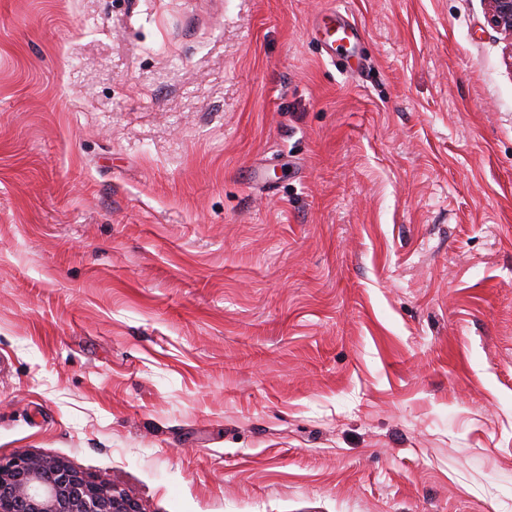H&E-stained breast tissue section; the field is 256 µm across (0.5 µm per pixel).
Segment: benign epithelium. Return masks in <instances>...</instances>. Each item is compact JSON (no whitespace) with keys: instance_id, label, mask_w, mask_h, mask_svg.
I'll return each mask as SVG.
<instances>
[{"instance_id":"7a95c632","label":"benign epithelium","mask_w":512,"mask_h":512,"mask_svg":"<svg viewBox=\"0 0 512 512\" xmlns=\"http://www.w3.org/2000/svg\"><path fill=\"white\" fill-rule=\"evenodd\" d=\"M487 24L506 41L512 72V0H486ZM0 512H144L124 490L63 461L21 453L0 458Z\"/></svg>"}]
</instances>
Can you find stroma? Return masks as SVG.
Instances as JSON below:
<instances>
[{"label":"stroma","instance_id":"stroma-1","mask_svg":"<svg viewBox=\"0 0 512 512\" xmlns=\"http://www.w3.org/2000/svg\"><path fill=\"white\" fill-rule=\"evenodd\" d=\"M485 9L0 0V457L145 512H512ZM340 14L336 7H330L326 10L322 18L320 19V26L325 31L327 39L325 41L326 52L328 55L336 53V42H350L351 39H355L354 28L346 27L345 25L336 26V15ZM337 36V37H336Z\"/></svg>","mask_w":512,"mask_h":512}]
</instances>
